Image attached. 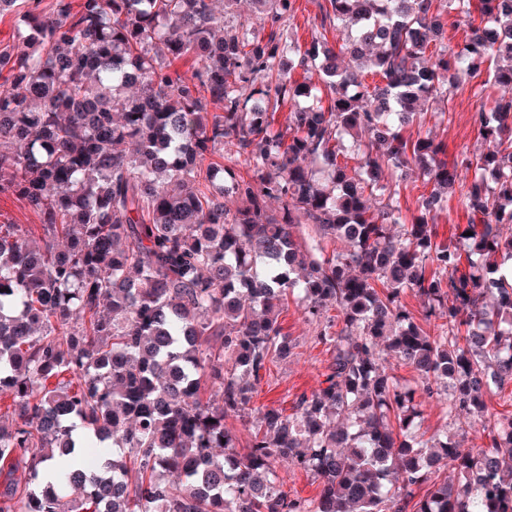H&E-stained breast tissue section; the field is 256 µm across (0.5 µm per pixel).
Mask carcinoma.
<instances>
[{
    "instance_id": "obj_1",
    "label": "carcinoma",
    "mask_w": 512,
    "mask_h": 512,
    "mask_svg": "<svg viewBox=\"0 0 512 512\" xmlns=\"http://www.w3.org/2000/svg\"><path fill=\"white\" fill-rule=\"evenodd\" d=\"M42 2L0 0L22 25L0 44V194L41 229L0 224V512H512V417L463 448L424 438L416 400L482 419L512 388V96L474 113L475 157L404 134L488 60L482 90L512 89V0H324L306 43L298 0ZM291 297L331 362L241 446L233 421L293 354ZM279 462L319 495L283 491ZM458 194L456 198L450 203L447 211H444L437 219L436 231L438 238L448 240L454 236L455 227L458 224L468 223V214L462 203L458 202Z\"/></svg>"
}]
</instances>
